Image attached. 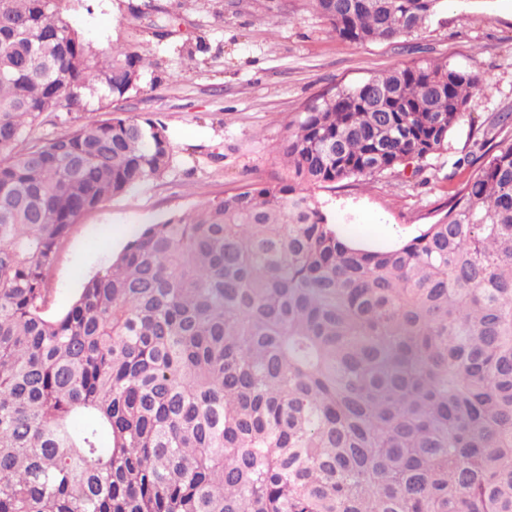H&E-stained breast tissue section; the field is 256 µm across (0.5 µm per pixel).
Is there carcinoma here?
<instances>
[{
	"mask_svg": "<svg viewBox=\"0 0 512 512\" xmlns=\"http://www.w3.org/2000/svg\"><path fill=\"white\" fill-rule=\"evenodd\" d=\"M66 2L0 0V512H512V143L394 249L310 191L446 151L487 80L432 61L328 93L277 148L287 177L146 226L51 318L73 224L172 161L119 108L146 59ZM314 2L363 45L440 0ZM93 100L105 118L32 137Z\"/></svg>",
	"mask_w": 512,
	"mask_h": 512,
	"instance_id": "cac0c4a2",
	"label": "carcinoma"
}]
</instances>
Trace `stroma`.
<instances>
[{"label": "stroma", "mask_w": 512, "mask_h": 512, "mask_svg": "<svg viewBox=\"0 0 512 512\" xmlns=\"http://www.w3.org/2000/svg\"><path fill=\"white\" fill-rule=\"evenodd\" d=\"M69 8L88 41L149 59L123 109L161 122L173 158L161 178L107 199L73 225L51 272L52 317L146 225L286 176L278 146L306 108L336 88L429 60L490 80L447 151L426 160L420 175L399 169L367 184L313 188L339 234L373 249L400 246L443 215L449 193L470 174L466 158L494 137L498 113H512V0H441L422 29L364 45L336 38L312 0H69ZM165 12L174 25L145 24ZM196 37L206 48L190 63L181 46Z\"/></svg>", "instance_id": "stroma-1"}]
</instances>
